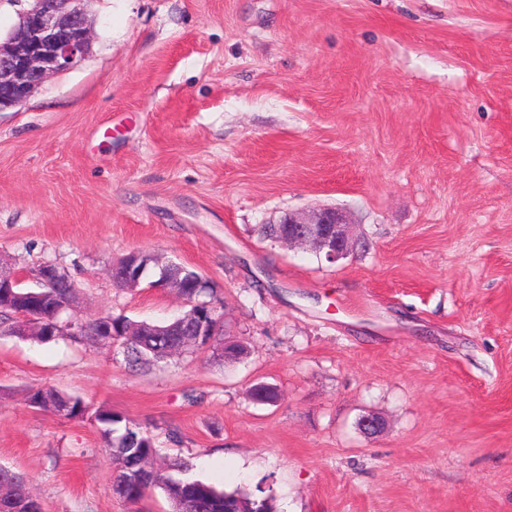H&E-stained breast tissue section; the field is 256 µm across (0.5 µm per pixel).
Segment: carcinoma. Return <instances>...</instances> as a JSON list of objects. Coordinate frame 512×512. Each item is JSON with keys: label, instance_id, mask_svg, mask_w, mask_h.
Masks as SVG:
<instances>
[{"label": "carcinoma", "instance_id": "cac0c4a2", "mask_svg": "<svg viewBox=\"0 0 512 512\" xmlns=\"http://www.w3.org/2000/svg\"><path fill=\"white\" fill-rule=\"evenodd\" d=\"M199 272L189 270L187 278L188 294L202 304L208 303L207 297L214 294L209 280L199 281ZM112 323V346L124 356L131 367H146L150 363L169 358L170 350L181 344L183 337L176 335L178 327L171 326L169 335L154 336L141 322L126 317L106 314ZM216 342L225 344L219 356L238 358L245 353V347L234 340L215 337ZM253 401L271 404L278 399L275 386L260 382L251 389ZM29 405H37L43 410L59 409L68 404L69 417L81 418L88 412V406L76 396L64 397L52 389H38L28 395ZM103 443L109 449L116 469L132 472L131 481L125 492L119 497L129 503H136L155 488L164 494L176 493L185 499L195 512H274L272 487H257L250 494L237 490L223 491L214 485L192 478H174L160 469L139 470L135 463L147 456L158 454V450L149 432L142 429L124 416L110 409L99 408L94 413ZM0 478L8 481L6 496H0V512H41V504L33 496L27 485L8 469L0 468Z\"/></svg>", "mask_w": 512, "mask_h": 512}]
</instances>
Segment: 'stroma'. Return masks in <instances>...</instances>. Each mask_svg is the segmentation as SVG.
<instances>
[{
  "mask_svg": "<svg viewBox=\"0 0 512 512\" xmlns=\"http://www.w3.org/2000/svg\"><path fill=\"white\" fill-rule=\"evenodd\" d=\"M84 9L85 58L0 111V260L32 288L64 269L83 317L161 323L179 298L110 275L161 255L215 283L249 353L139 369L2 332L0 466L43 512H171L115 497L108 408L159 463L272 487L278 512H512V0ZM321 206L351 223L345 259L260 235ZM40 387L88 414L31 407ZM142 252H144V251L132 252V253L136 254L138 259L131 266H127V263L124 261L122 263H116V264L112 265L111 273H112V279L114 282H116L122 286H125V287L136 288V287H139L140 284L143 283L147 279V273L149 272V270L155 269V261L154 260L149 264L148 269L142 276L141 280H140L141 266L135 273H133L134 267L137 265V263L139 262V260L142 257ZM139 280H140V284H139Z\"/></svg>",
  "mask_w": 512,
  "mask_h": 512,
  "instance_id": "35a3bbf8",
  "label": "stroma"
}]
</instances>
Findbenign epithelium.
<instances>
[{
	"mask_svg": "<svg viewBox=\"0 0 512 512\" xmlns=\"http://www.w3.org/2000/svg\"><path fill=\"white\" fill-rule=\"evenodd\" d=\"M33 6L21 13L17 27L0 40V112L24 103L48 77L76 66L86 55L91 31L84 13V0H32ZM288 225V235L281 242L288 245H309L324 253L327 261L335 263L349 254V222L342 212L321 208L307 214H288L279 220ZM167 271L155 282L153 288L173 292L187 306L195 303L184 294L185 280L182 265L169 262ZM69 279L66 271L48 264L38 270L42 288H56ZM114 282L135 288L139 285L140 272L127 263L112 265ZM40 304L30 305L17 313L10 334L31 336L46 327L48 318H56L53 295L42 294ZM72 315L61 323L76 336L81 335L84 323L79 314V297L69 305ZM182 336L205 335V322L196 321V314L186 313L180 322Z\"/></svg>",
	"mask_w": 512,
	"mask_h": 512,
	"instance_id": "obj_1",
	"label": "benign epithelium"
}]
</instances>
